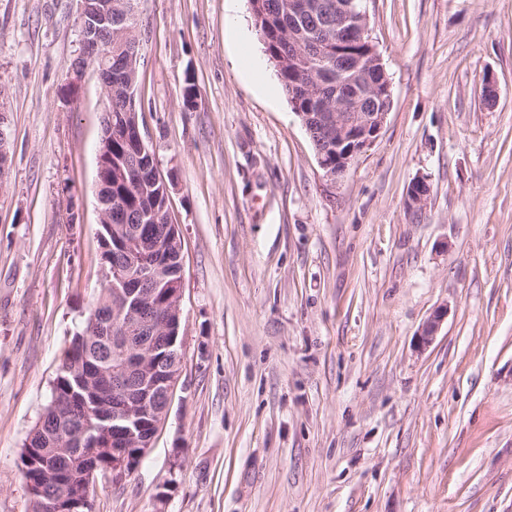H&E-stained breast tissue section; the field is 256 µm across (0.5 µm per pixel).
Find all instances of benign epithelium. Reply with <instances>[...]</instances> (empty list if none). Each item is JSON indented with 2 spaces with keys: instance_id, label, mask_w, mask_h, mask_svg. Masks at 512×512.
<instances>
[{
  "instance_id": "benign-epithelium-1",
  "label": "benign epithelium",
  "mask_w": 512,
  "mask_h": 512,
  "mask_svg": "<svg viewBox=\"0 0 512 512\" xmlns=\"http://www.w3.org/2000/svg\"><path fill=\"white\" fill-rule=\"evenodd\" d=\"M366 0H338L336 27L338 49L317 40L315 33L330 26V17L320 0H288V60L297 73L292 93L304 127L328 131L325 147L319 149L318 162L331 181L342 178L365 147L375 141L388 112L367 107L391 99V84L380 56L375 52L368 33ZM77 22L81 44L100 49L95 66L106 99L112 93V47H102L98 33L112 27V0H102L90 8L88 0H76ZM141 151L148 159L135 163L139 176L158 183L160 175L155 155L148 151L146 140L139 138ZM98 185L105 189L99 196V223H112V153L100 150ZM165 264L142 261L131 268L124 261L112 265L106 279L121 286V306L113 309L120 321L123 345L129 359L113 370L112 425L85 422L97 432L99 446L79 448L85 456L108 454L112 462L102 474L112 475V484H122L140 464L152 442V432L165 420L171 395L180 374L183 342L180 340L182 321L183 279H169ZM168 281V298L155 303L152 285ZM444 310L437 311L422 327L419 344H430L440 329ZM98 467L87 471L83 481L75 484L67 479L68 471L51 463L44 466L38 477L39 493L60 509L67 500L95 512L93 488Z\"/></svg>"
}]
</instances>
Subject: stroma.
<instances>
[{
	"mask_svg": "<svg viewBox=\"0 0 512 512\" xmlns=\"http://www.w3.org/2000/svg\"><path fill=\"white\" fill-rule=\"evenodd\" d=\"M366 9L392 107L333 182L248 0H137L184 360L151 447L121 485L98 479L95 512H512V0ZM80 53L75 0H0V512L30 510L22 445L103 287L106 98L89 67L64 99Z\"/></svg>",
	"mask_w": 512,
	"mask_h": 512,
	"instance_id": "35a3bbf8",
	"label": "stroma"
}]
</instances>
